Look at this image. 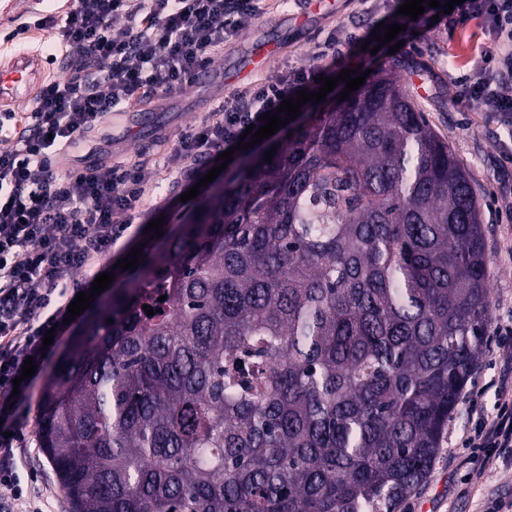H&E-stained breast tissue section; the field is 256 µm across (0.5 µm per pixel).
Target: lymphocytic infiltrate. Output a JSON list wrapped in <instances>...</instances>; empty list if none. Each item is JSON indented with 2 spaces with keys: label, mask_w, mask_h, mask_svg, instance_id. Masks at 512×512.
<instances>
[{
  "label": "lymphocytic infiltrate",
  "mask_w": 512,
  "mask_h": 512,
  "mask_svg": "<svg viewBox=\"0 0 512 512\" xmlns=\"http://www.w3.org/2000/svg\"><path fill=\"white\" fill-rule=\"evenodd\" d=\"M255 0H76L60 30L73 73L46 85L27 131L0 147V411H18L13 381L27 360L41 362L43 338L61 326L75 273L93 267L134 221L150 191L142 165L108 161L74 166L68 159L105 114L146 91L191 83L242 22ZM124 19L115 28L116 19ZM450 24L476 22L488 35L480 62L456 78L455 96L512 122V0H463ZM320 68H284L263 83L235 90L168 157L169 174L238 143L263 113L277 112L299 90L316 92ZM469 463L512 448V385L494 414L466 435Z\"/></svg>",
  "instance_id": "f902f5d3"
}]
</instances>
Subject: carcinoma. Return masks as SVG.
Masks as SVG:
<instances>
[{
	"mask_svg": "<svg viewBox=\"0 0 512 512\" xmlns=\"http://www.w3.org/2000/svg\"><path fill=\"white\" fill-rule=\"evenodd\" d=\"M400 67L230 174L79 331L38 407L73 512H394L423 479L489 279Z\"/></svg>",
	"mask_w": 512,
	"mask_h": 512,
	"instance_id": "carcinoma-1",
	"label": "carcinoma"
}]
</instances>
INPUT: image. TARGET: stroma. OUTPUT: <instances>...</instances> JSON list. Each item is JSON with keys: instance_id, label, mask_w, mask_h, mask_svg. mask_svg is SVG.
<instances>
[{"instance_id": "1", "label": "stroma", "mask_w": 512, "mask_h": 512, "mask_svg": "<svg viewBox=\"0 0 512 512\" xmlns=\"http://www.w3.org/2000/svg\"><path fill=\"white\" fill-rule=\"evenodd\" d=\"M303 2L260 0L257 14L215 54L210 64V81L186 85L177 107L167 108L157 94L146 93L135 98L134 106L149 103L155 106L145 121L146 126L156 125L161 129L153 139L140 135L115 137V128L107 120L81 142L77 150L80 163L98 158L100 150L106 149L113 163H145L153 187L133 226L99 261V270L112 273L113 288L132 277L131 272L118 269L119 259L136 247L146 255L163 250L167 235L201 203L200 198L184 202L180 196L218 166L217 157H202L190 173L179 178L169 176L163 167L164 158L185 133L198 128L206 114L228 98L232 88L264 82L275 77L284 66L324 65L332 77L352 68L350 36L369 37L374 27L387 20L402 0H386L372 13L368 12L365 0H336L333 13L314 14L305 19L300 16ZM73 7L74 0H0V63H9L18 54L35 50L45 60L47 82L67 78L70 59L57 47V31ZM332 29L337 30L342 43L340 54L316 59L317 44ZM484 39L481 30L471 22L454 27L435 23L420 29L418 35H407L397 53H390L385 45L375 53L367 49L361 52L366 68L372 70L395 58L404 60L414 100L468 172L480 204L490 279L488 329L473 375L448 419V429L429 472L397 502L394 512H490L498 504L506 510L512 507V457L496 451L480 463L470 465L461 446V437L475 422L477 412L492 408L503 379L512 376V367L493 353L497 341L495 325L512 317V163L502 159L503 148H512V126L482 111L478 104L453 100L448 90L451 78L469 74ZM257 42L280 44L281 51L264 71L236 81L234 87L222 85L224 73L242 69L251 46ZM158 218L163 221L164 235L149 238L144 229ZM110 296V290L102 291L60 336L28 387L24 415L0 421V427L18 433L13 442L18 472L22 482L29 484L41 512H71L64 490L39 449L38 405L42 388L86 319Z\"/></svg>"}]
</instances>
